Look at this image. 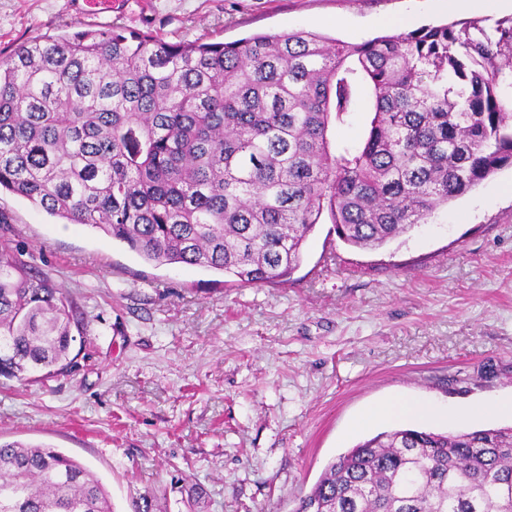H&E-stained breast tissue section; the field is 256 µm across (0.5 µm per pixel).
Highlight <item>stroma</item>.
<instances>
[{"mask_svg":"<svg viewBox=\"0 0 512 512\" xmlns=\"http://www.w3.org/2000/svg\"><path fill=\"white\" fill-rule=\"evenodd\" d=\"M512 16L507 0H0V57L20 43L119 26L169 42L314 31L355 44L424 25ZM374 93L330 124L332 152L360 143ZM0 243L83 312L77 369L42 383L0 377V438L76 458L115 512H295L340 454L395 419L406 397L448 409L434 432L512 425L466 416L512 397V168L387 246L358 249L322 214L300 266L276 283H211L0 193Z\"/></svg>","mask_w":512,"mask_h":512,"instance_id":"1","label":"stroma"}]
</instances>
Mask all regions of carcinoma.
Wrapping results in <instances>:
<instances>
[{
	"label": "carcinoma",
	"instance_id": "obj_1",
	"mask_svg": "<svg viewBox=\"0 0 512 512\" xmlns=\"http://www.w3.org/2000/svg\"><path fill=\"white\" fill-rule=\"evenodd\" d=\"M512 17L348 44L310 31L171 43L122 27L0 58V192L101 231L144 261L246 284L291 275L323 211L379 249L512 167ZM372 85L362 145L332 119ZM77 304L0 246V377L73 367ZM512 512V426L398 427L325 469L296 512ZM0 512H113L82 463L0 442Z\"/></svg>",
	"mask_w": 512,
	"mask_h": 512
}]
</instances>
